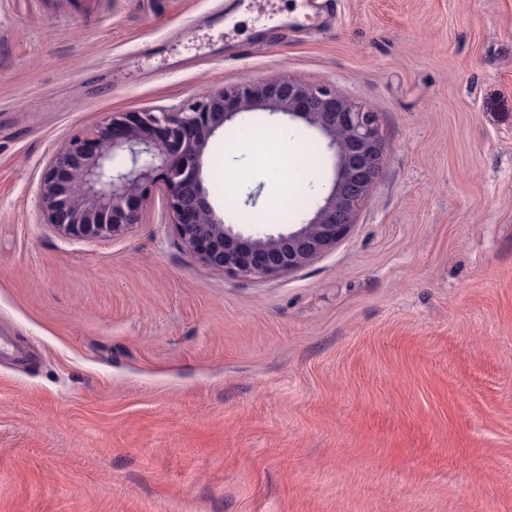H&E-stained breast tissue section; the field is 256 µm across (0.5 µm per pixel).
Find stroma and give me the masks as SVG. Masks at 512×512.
Returning a JSON list of instances; mask_svg holds the SVG:
<instances>
[{"label": "stroma", "instance_id": "1", "mask_svg": "<svg viewBox=\"0 0 512 512\" xmlns=\"http://www.w3.org/2000/svg\"><path fill=\"white\" fill-rule=\"evenodd\" d=\"M0 0V512H512V0ZM338 89L378 114L379 180L292 273L201 266L163 189L115 239L37 207L52 152L107 112L243 80ZM296 130L333 178L325 138ZM225 130L203 176L225 223Z\"/></svg>", "mask_w": 512, "mask_h": 512}]
</instances>
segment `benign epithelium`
Here are the masks:
<instances>
[{"mask_svg": "<svg viewBox=\"0 0 512 512\" xmlns=\"http://www.w3.org/2000/svg\"><path fill=\"white\" fill-rule=\"evenodd\" d=\"M255 110L281 113L318 130L333 151L334 177L306 223L277 235L245 237L216 214L202 169L216 131ZM383 160L378 114L337 89L290 79L241 82L175 110L107 113L52 153L39 205L44 223L63 236L114 239L141 223L160 186L178 237L202 266L265 278L301 269L332 249L370 198Z\"/></svg>", "mask_w": 512, "mask_h": 512, "instance_id": "1", "label": "benign epithelium"}]
</instances>
